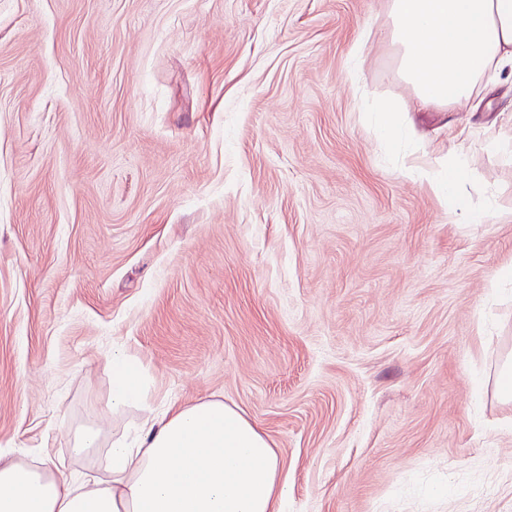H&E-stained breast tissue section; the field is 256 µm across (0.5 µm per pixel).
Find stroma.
<instances>
[{
	"instance_id": "1",
	"label": "stroma",
	"mask_w": 512,
	"mask_h": 512,
	"mask_svg": "<svg viewBox=\"0 0 512 512\" xmlns=\"http://www.w3.org/2000/svg\"><path fill=\"white\" fill-rule=\"evenodd\" d=\"M385 11L0 0V448L103 475L70 432L144 419L109 409L121 349L148 406L261 428L286 512H512V85L383 144L364 107L412 94ZM451 149L488 223L399 173Z\"/></svg>"
}]
</instances>
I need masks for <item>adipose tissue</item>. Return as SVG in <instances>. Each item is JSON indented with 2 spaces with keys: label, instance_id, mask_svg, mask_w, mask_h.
<instances>
[{
  "label": "adipose tissue",
  "instance_id": "obj_1",
  "mask_svg": "<svg viewBox=\"0 0 512 512\" xmlns=\"http://www.w3.org/2000/svg\"><path fill=\"white\" fill-rule=\"evenodd\" d=\"M386 13L395 72L419 104L446 109L469 101L490 73L512 79V0H386ZM404 174L452 200L466 223H482L459 154ZM143 400L140 367L113 351L112 413ZM99 449L104 480L77 478L46 448L27 462L0 450V512H285L276 450L222 400L170 403L110 443L100 427L74 430L75 454Z\"/></svg>",
  "mask_w": 512,
  "mask_h": 512
}]
</instances>
